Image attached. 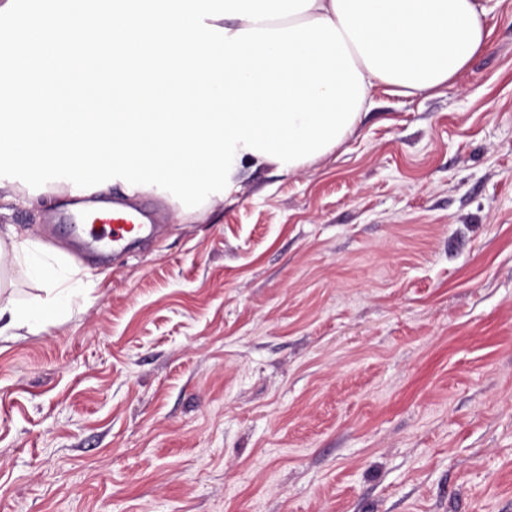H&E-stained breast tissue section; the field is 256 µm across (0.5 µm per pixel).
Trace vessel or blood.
<instances>
[{
    "mask_svg": "<svg viewBox=\"0 0 512 512\" xmlns=\"http://www.w3.org/2000/svg\"><path fill=\"white\" fill-rule=\"evenodd\" d=\"M156 210L145 207L139 200L113 199L111 207L100 210L99 221L85 227V238L75 240L74 249L93 264H100L108 254L123 248L132 238L151 234L150 219Z\"/></svg>",
    "mask_w": 512,
    "mask_h": 512,
    "instance_id": "1",
    "label": "vessel or blood"
}]
</instances>
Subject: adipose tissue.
Here are the masks:
<instances>
[{"mask_svg": "<svg viewBox=\"0 0 512 512\" xmlns=\"http://www.w3.org/2000/svg\"><path fill=\"white\" fill-rule=\"evenodd\" d=\"M488 0H315L311 9L273 20L286 28L331 19L343 35L365 91L383 84L404 93L436 89L456 78L487 45ZM9 262L37 283L38 295L22 305L0 301V337L34 333L66 314L77 281L59 273L55 260L13 230L0 237V263Z\"/></svg>", "mask_w": 512, "mask_h": 512, "instance_id": "ef3b65f1", "label": "adipose tissue"}]
</instances>
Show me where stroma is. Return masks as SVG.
Instances as JSON below:
<instances>
[{
  "label": "stroma",
  "mask_w": 512,
  "mask_h": 512,
  "mask_svg": "<svg viewBox=\"0 0 512 512\" xmlns=\"http://www.w3.org/2000/svg\"><path fill=\"white\" fill-rule=\"evenodd\" d=\"M448 84L374 88L0 340V512H512V0ZM0 216L57 249L76 192ZM77 267V266H76Z\"/></svg>",
  "instance_id": "stroma-1"
}]
</instances>
